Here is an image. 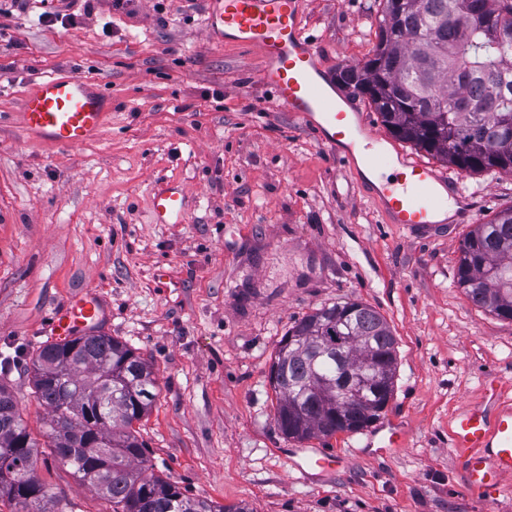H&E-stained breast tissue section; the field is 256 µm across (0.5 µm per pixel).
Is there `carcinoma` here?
Here are the masks:
<instances>
[{"mask_svg":"<svg viewBox=\"0 0 512 512\" xmlns=\"http://www.w3.org/2000/svg\"><path fill=\"white\" fill-rule=\"evenodd\" d=\"M378 43L339 79L368 100L396 139L471 172L512 174V0H378ZM456 286L512 320V206L461 241ZM346 339L329 348L336 327ZM396 340L387 321L356 301L305 315L279 342L269 370L275 423L288 439L356 433L394 393ZM33 394L49 410L45 437L60 464L109 505L107 512H253L245 503L190 497L151 472L133 424L158 395L151 365L104 334L44 345L31 356ZM380 380L336 410L349 375ZM40 452L14 395L0 385V503L10 512H67L36 475ZM41 499L28 511L21 499Z\"/></svg>","mask_w":512,"mask_h":512,"instance_id":"obj_1","label":"carcinoma"}]
</instances>
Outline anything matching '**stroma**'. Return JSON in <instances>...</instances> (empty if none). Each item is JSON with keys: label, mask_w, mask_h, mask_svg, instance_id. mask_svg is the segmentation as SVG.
Segmentation results:
<instances>
[{"label": "stroma", "mask_w": 512, "mask_h": 512, "mask_svg": "<svg viewBox=\"0 0 512 512\" xmlns=\"http://www.w3.org/2000/svg\"><path fill=\"white\" fill-rule=\"evenodd\" d=\"M77 0L72 25L39 23L40 0L0 16V383L33 437L48 411L30 357L45 314L87 288L103 326L153 367L159 386L135 428L155 474L190 494L255 512H512V479L478 495L461 483L448 421L497 378L512 399V321L455 285L452 225L430 242L384 223L354 175L263 84L261 57L205 37L207 0ZM304 25L329 71L377 42L376 0H308ZM76 74L112 96L98 141L34 144L18 127L25 88ZM474 222L512 205V175L447 166ZM190 190L185 224H156L154 181ZM371 306L396 339L394 395L381 416L401 448L373 456L366 432L308 440L343 459L302 479L275 420L269 369L288 329L337 301ZM74 512L104 503L42 449L37 466Z\"/></svg>", "instance_id": "stroma-1"}]
</instances>
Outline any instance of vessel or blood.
Segmentation results:
<instances>
[{
    "label": "vessel or blood",
    "mask_w": 512,
    "mask_h": 512,
    "mask_svg": "<svg viewBox=\"0 0 512 512\" xmlns=\"http://www.w3.org/2000/svg\"><path fill=\"white\" fill-rule=\"evenodd\" d=\"M305 0H210L206 33L215 43L233 42L256 51L263 60L261 79L279 107L293 113L316 140L342 160L373 200L385 223L399 224L428 238L450 224L471 217L468 200L446 173L417 160L387 159L375 151L383 141L368 126L348 96H337L320 49L303 24ZM112 115V98L99 84L80 76L57 75L33 83L24 93L19 126L28 141L78 147L99 138ZM190 192L176 182L155 183L150 194L154 223L184 224L190 215ZM107 306L96 289L72 296L54 309L42 326L48 344H63L76 334L95 333L105 322ZM402 432L387 423L367 440L374 456L398 448ZM449 439L463 485L493 495L512 478V406L505 404L496 382L485 399L459 411ZM295 468L328 471L340 458L323 448L295 453Z\"/></svg>",
    "instance_id": "1"
}]
</instances>
